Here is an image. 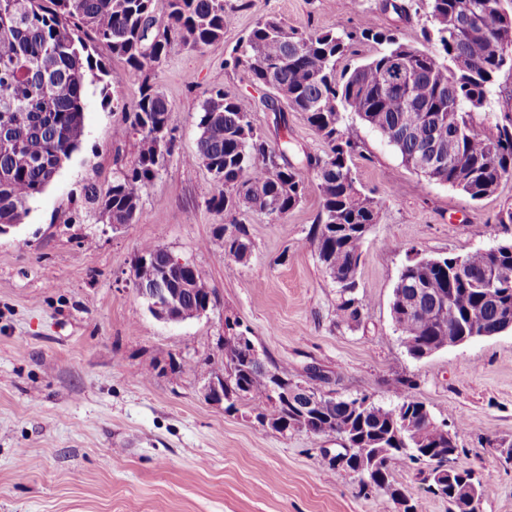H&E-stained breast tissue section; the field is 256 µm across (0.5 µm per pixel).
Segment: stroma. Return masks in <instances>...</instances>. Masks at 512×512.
I'll return each mask as SVG.
<instances>
[{
  "instance_id": "stroma-1",
  "label": "stroma",
  "mask_w": 512,
  "mask_h": 512,
  "mask_svg": "<svg viewBox=\"0 0 512 512\" xmlns=\"http://www.w3.org/2000/svg\"><path fill=\"white\" fill-rule=\"evenodd\" d=\"M301 30H348L356 39L339 68L372 57L367 28L420 44L430 21L416 0H253L224 39L202 49L174 46L155 83L174 109L176 144L144 190L133 223L113 228L88 199L130 160L113 131L139 85L101 42L91 45L103 83L120 105L88 96L84 136L22 224L0 235V512H395L386 497L359 491L322 449L336 437L277 432L247 405L233 412L210 402L205 386L224 371L225 320L251 331L258 351L286 365L294 381L308 365L326 390L370 396L391 408L392 381L410 377L415 396L458 433V467L491 491L479 512H512V463L496 452L512 441V332L442 349L416 361L402 348L391 317L392 292L410 253L463 255L512 240V178L473 202L406 167L376 132L359 128L356 183L380 205L359 268L363 321L338 323L339 287L319 263L311 238L320 209L315 175L286 216L244 211L252 241L247 261L224 260L217 234L227 215L207 207L214 186L186 163L199 134L201 105L213 87L247 96L254 126L297 162L326 144L303 113L284 100L264 106L265 89L247 67H225L238 40L264 16ZM154 244L195 266L215 296L204 316L156 319L133 283L142 245ZM394 478L418 512H448L421 466H397Z\"/></svg>"
}]
</instances>
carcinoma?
I'll return each mask as SVG.
<instances>
[{
  "label": "carcinoma",
  "mask_w": 512,
  "mask_h": 512,
  "mask_svg": "<svg viewBox=\"0 0 512 512\" xmlns=\"http://www.w3.org/2000/svg\"><path fill=\"white\" fill-rule=\"evenodd\" d=\"M511 1L418 0L431 19V28L423 30L426 45L368 28L361 37L382 49L339 77L336 63L353 40L346 32L301 31L267 16L232 48L225 65H247L257 84L304 113L327 143L325 155H308L305 164L322 198L312 245L336 283L358 277L367 229L380 212L379 202L356 185L352 165L359 138L345 114L377 132L406 166L472 201L492 196L512 176V113L487 115L480 122L474 118L495 92L497 75L506 67L512 70V38L502 43L494 28L452 24L454 16L470 13L512 34V8L505 7ZM155 2L0 0V225L22 223L79 148L89 77L102 70L90 52L95 41L125 61V76L139 84L140 96L114 131L117 142L132 148L131 165L118 170L106 191L90 194L107 223L133 222L143 191L163 166L162 155L174 145V108L151 82L150 71L175 44L201 49L222 40L236 13L252 6V0L231 5L167 0L161 22ZM252 112L248 98L212 89L202 105L196 150L186 162L212 174L211 209L231 215L245 207L279 218L303 199L305 178L302 168L284 159V150L257 132ZM448 143L453 157L436 168H420L422 148ZM219 232L224 260L244 261L251 241L243 224L234 218ZM140 253L166 288L179 292L182 309L197 308L208 296L210 288L196 267L172 268L169 253L156 245L145 244ZM439 261L437 266L417 255L408 259L395 285L402 308L394 322L414 359L444 329L494 333L504 312L512 310V249L499 244ZM492 268L504 279L491 288L486 274ZM443 298L448 300L446 318L441 317ZM336 319L349 327L362 320L360 300L344 286ZM226 328L231 334L224 340V411L247 400L259 421L272 417L270 428L278 432L294 429L292 422L303 416V431L312 437L351 435L358 453L372 462L357 474L358 481L380 494L394 483L393 467L427 453L429 489L459 512L467 499L489 494L470 470L455 469L451 480L439 477V470L456 464L458 446H448L429 409L411 394L413 380L394 381L403 397L389 409L372 402L359 411L352 399L341 397L308 409L298 398L277 403L274 387L292 383L288 366L254 357V342L240 323Z\"/></svg>",
  "instance_id": "1"
}]
</instances>
